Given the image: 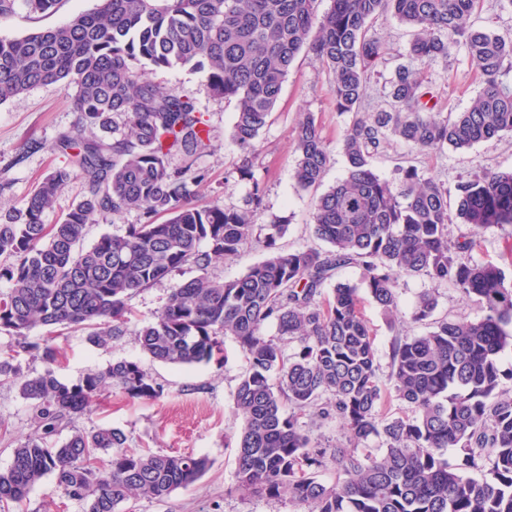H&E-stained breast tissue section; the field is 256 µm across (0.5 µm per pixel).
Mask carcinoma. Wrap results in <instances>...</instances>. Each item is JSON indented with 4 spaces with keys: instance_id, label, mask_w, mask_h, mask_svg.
Returning a JSON list of instances; mask_svg holds the SVG:
<instances>
[{
    "instance_id": "obj_1",
    "label": "carcinoma",
    "mask_w": 512,
    "mask_h": 512,
    "mask_svg": "<svg viewBox=\"0 0 512 512\" xmlns=\"http://www.w3.org/2000/svg\"><path fill=\"white\" fill-rule=\"evenodd\" d=\"M34 16L59 0H25ZM480 0H96L61 26L0 38V104L31 89H74L75 130L53 151L66 163L47 173L16 211L0 215V331L21 352L45 363L27 376L15 356H0V382L28 401L42 433L21 440L0 470V512H18L46 476L83 512H121L130 498L161 500L197 481L205 456L137 451L118 427L75 430L48 441L65 423L91 411L104 392L131 400L164 395L135 361L120 360L76 382L57 377L55 337L32 339L38 325L87 330L108 346L134 316L133 293L189 265L200 275L171 288L163 310L135 332L143 353L174 366L219 363L232 336L249 368L235 395L242 427L237 446L239 489L286 498L305 512H512V370L499 354L512 347V278L472 252L488 235L512 228V170L483 172L454 190L415 166L388 180L373 160L393 140L442 152L467 150L512 132V37L475 27ZM393 14L411 28L409 56L420 64L463 45L484 77L461 112L434 111L429 82L412 64L391 81L390 108L361 111L368 84L386 55L369 35ZM305 52L330 77L336 111L349 116L342 138L346 174L322 193L312 213L329 249L284 253L285 224H266L269 254L234 280L208 276L252 236L261 201L250 155L271 121L282 83ZM173 65L205 74L213 96L236 103L232 138L244 154L239 176L253 192L246 208L201 205L190 184L205 174L190 160L208 146L207 120L193 99L156 84L151 71ZM123 115L129 133L112 141L88 136ZM294 177L316 189L329 166L321 127L311 112L294 130ZM181 154L187 165L172 167ZM81 180L85 194L55 224L43 222L59 190ZM455 195L450 215L448 196ZM140 212L122 235L105 233L84 245L87 226L104 216ZM163 217L165 221L158 222ZM468 226L453 239L448 225ZM357 267L361 285L333 282ZM422 276L450 283L475 301L474 320L434 318L437 301L422 294L414 323L429 330L395 337L391 389L413 413L387 417L374 336L360 308V286L389 319L398 311L397 281ZM295 344L285 355L264 325ZM277 373V382L271 374ZM334 420L348 444L323 448L299 425L310 409ZM377 440L378 447L363 444ZM455 449L453 461L443 450ZM336 467V483L319 480Z\"/></svg>"
}]
</instances>
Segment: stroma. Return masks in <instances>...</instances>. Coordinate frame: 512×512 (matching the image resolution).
<instances>
[{"label": "stroma", "instance_id": "obj_1", "mask_svg": "<svg viewBox=\"0 0 512 512\" xmlns=\"http://www.w3.org/2000/svg\"><path fill=\"white\" fill-rule=\"evenodd\" d=\"M95 0H60L55 13L33 19L25 0H16L13 15L0 19V37L17 38L35 29H46L68 21L73 15L92 9ZM371 33L382 40L388 55L372 76L364 109L374 112L387 108L390 81L397 65L409 63L413 40L411 29L392 14L380 16ZM433 87L437 111H463L481 90L482 76L470 65L464 47L448 56L436 57L424 65ZM153 81L190 95L208 124L210 147L197 156L195 170L206 179L198 186L199 201L228 207L244 206L253 181L262 184V203L256 224H283L286 233L278 239L280 251L291 252L305 247L323 248L314 233L311 213L317 196L315 190H302L294 179L292 151L294 127L304 112L314 113L322 126L331 162L324 178L333 186L345 174L341 140L346 116L340 115L329 93L328 76L309 56L299 55L282 84L280 99L270 124L262 131L252 156L254 180L239 177L236 168L243 153L231 138L234 105L212 96L203 74L182 66L159 68L151 73ZM76 122L71 93L62 85L36 87L0 104V210L20 205L36 183L52 169L63 166L64 158L51 146ZM400 165H412L432 172L445 186L482 171L512 170V134H503L464 151L445 150L425 154L400 142L391 143L376 159V172L390 179ZM267 255L264 236L253 233L241 253L216 263L210 277L233 280ZM190 267L173 273L162 281L139 290L131 297L135 316L129 333L112 345L93 346L87 333L78 329L61 339L65 360L59 377L74 382L90 372L105 369L123 360L138 361L141 367L163 385L165 395L154 402H133L112 392L94 405L92 412L62 426L54 442H63L75 430L90 431L99 427H118L128 436L133 448H146L167 454H192L207 457L210 465L194 484L175 490L162 500L132 499L122 506L123 512H300L285 499L257 497L242 492L236 482V444L239 423L234 416V398L238 383L248 368L247 358L234 337L224 339L221 363L194 367L169 366L151 359L140 351L132 334L144 319L160 312L166 305L171 288L195 277ZM399 308L395 322H388L370 297H363L361 310L374 336L376 358L381 377L390 373L392 341L395 336H417L423 325L413 323L409 314L419 294L434 292L437 298L435 318L480 317L479 306L462 300L452 285H433L415 276L399 280ZM33 412L13 386L0 384V469H6L18 439L35 434Z\"/></svg>", "mask_w": 512, "mask_h": 512}]
</instances>
